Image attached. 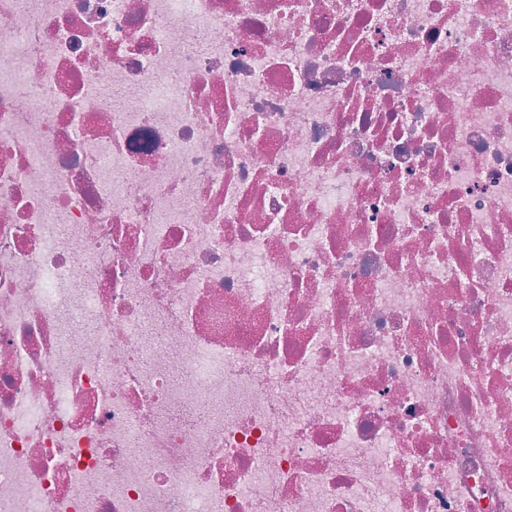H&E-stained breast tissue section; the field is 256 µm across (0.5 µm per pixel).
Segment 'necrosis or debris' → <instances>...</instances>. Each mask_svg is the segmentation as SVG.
I'll use <instances>...</instances> for the list:
<instances>
[{
  "label": "necrosis or debris",
  "instance_id": "1",
  "mask_svg": "<svg viewBox=\"0 0 512 512\" xmlns=\"http://www.w3.org/2000/svg\"><path fill=\"white\" fill-rule=\"evenodd\" d=\"M512 512V0H0V512Z\"/></svg>",
  "mask_w": 512,
  "mask_h": 512
}]
</instances>
